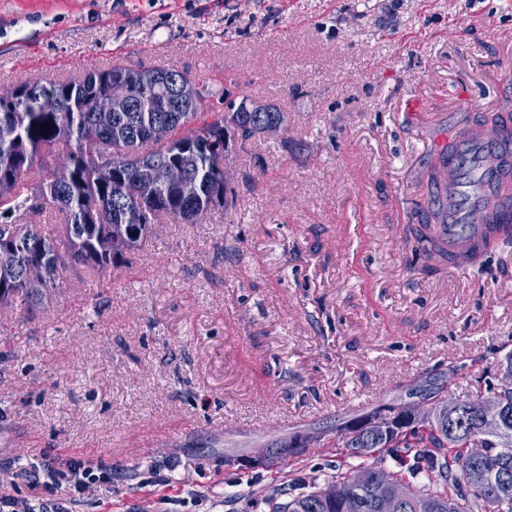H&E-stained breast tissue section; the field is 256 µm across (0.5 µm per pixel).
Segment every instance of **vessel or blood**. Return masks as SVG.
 Instances as JSON below:
<instances>
[{"label":"vessel or blood","instance_id":"b4317fda","mask_svg":"<svg viewBox=\"0 0 512 512\" xmlns=\"http://www.w3.org/2000/svg\"><path fill=\"white\" fill-rule=\"evenodd\" d=\"M453 143L450 154L436 157L440 182L428 199L447 209V223L435 231L447 241L454 268L465 270L481 258L478 245L487 222L512 223V183L503 179L512 167V141L463 124Z\"/></svg>","mask_w":512,"mask_h":512}]
</instances>
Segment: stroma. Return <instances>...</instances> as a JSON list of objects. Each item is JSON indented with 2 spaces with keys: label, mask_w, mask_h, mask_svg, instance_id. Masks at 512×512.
Segmentation results:
<instances>
[{
  "label": "stroma",
  "mask_w": 512,
  "mask_h": 512,
  "mask_svg": "<svg viewBox=\"0 0 512 512\" xmlns=\"http://www.w3.org/2000/svg\"><path fill=\"white\" fill-rule=\"evenodd\" d=\"M115 66L190 71L204 121L274 103L225 161V207L129 262L0 307V481L102 469L73 512H272L337 473L346 425L430 380L474 397L512 352V245L427 271L405 243L467 90L512 109V0H0V89ZM427 115L409 118L405 101ZM304 436L296 458H250Z\"/></svg>",
  "instance_id": "1"
}]
</instances>
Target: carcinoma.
Masks as SVG:
<instances>
[{"instance_id":"obj_1","label":"carcinoma","mask_w":512,"mask_h":512,"mask_svg":"<svg viewBox=\"0 0 512 512\" xmlns=\"http://www.w3.org/2000/svg\"><path fill=\"white\" fill-rule=\"evenodd\" d=\"M122 71L119 66L89 70L77 80H37L0 92L1 306L18 301L29 307L39 304L47 292L60 287L70 267L103 272L126 264L161 217L194 224L224 207L214 198L227 194L228 176L215 168L209 141L225 136L243 143L266 137L271 126L288 127L287 113L273 103L265 104L262 112H243L242 105L230 101L219 118L188 131L199 112H174L161 97L145 94L132 111L112 113L110 124L101 129L92 99ZM21 88L29 89L23 104L17 101ZM155 121L167 124L172 143L143 152L141 148L151 143L149 127ZM187 153L196 156L187 167L202 184L198 201L181 200L164 183L155 198L141 196L140 174L163 161L183 162ZM101 163L118 167L117 182L100 173ZM36 166L43 178L25 196V178ZM48 209L63 217L60 240L43 234L35 224L22 223L27 213ZM131 209L144 214L145 223H124ZM406 243L424 258L448 259V250L427 222L409 226ZM443 388L434 383L425 390V408L403 405L391 421L366 417L352 426L336 452L359 464L332 477L330 486L352 488L355 473L367 468L362 459L376 457L373 469L381 471L388 455L409 463L412 477L426 479L418 485L395 472L388 476L405 495L406 512H512V387L479 386L475 398L455 414L442 403ZM486 399L502 409L494 423L482 418ZM475 441L485 448L479 460L465 451ZM302 448L296 436L282 440L273 460L280 455L295 457ZM273 512H336V500L318 488L273 507Z\"/></svg>"}]
</instances>
